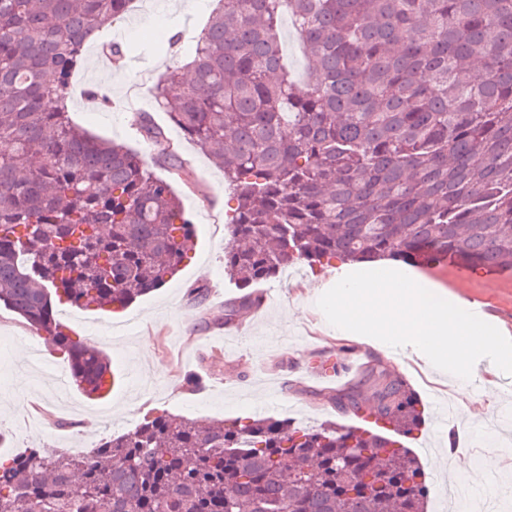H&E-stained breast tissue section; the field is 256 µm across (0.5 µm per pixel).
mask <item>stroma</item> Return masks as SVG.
<instances>
[{"label":"stroma","instance_id":"1","mask_svg":"<svg viewBox=\"0 0 512 512\" xmlns=\"http://www.w3.org/2000/svg\"><path fill=\"white\" fill-rule=\"evenodd\" d=\"M216 6L217 0H152L146 11L132 5L105 29L114 42L131 47L123 66L104 65L91 54L75 77L70 116L90 134L140 152L146 146L136 130L140 113H150L165 127L192 170V186L171 179L196 226L195 248L172 281L122 312L112 315L59 306L58 319L66 330L108 354L114 385L104 400L71 391V410L53 412L44 421H33L26 414L39 396L29 373L19 365L18 355L38 352L52 367L66 365L67 360L33 336L23 318L0 306V334L13 337L1 368L9 386L0 389V456L12 457L31 448L62 454L125 433L146 417L165 414L194 420H243L261 410L291 420L300 430L331 423L356 427L359 419L341 412L337 397L356 390L371 404L385 380L398 377L415 394L422 414L418 429L403 439L421 464L427 465L436 454L467 458L470 437L483 429L485 419L496 420L497 429L484 445L498 456L500 470L470 471L465 478L475 487L502 478L501 494L512 502V414L499 413L477 381L464 384L441 370L397 358L389 349L378 347L372 337L366 340L361 364L348 376L334 382L302 381L298 363L307 349L318 346L338 355L349 352L356 342L352 336L337 337L335 327L317 306L336 273L342 272L340 262L315 269L299 265L272 279L275 291L261 317L243 311L239 320L249 324V332L225 340L224 310L228 300L240 295L238 288L224 292L217 287L225 278L224 246L230 237L225 221L235 205L233 193L217 161L170 127L153 99H137L134 111L127 106L128 100L135 99L131 74L166 70L185 61L191 50L189 40L175 45L165 37L149 38L148 30L174 22L185 30H201ZM83 87L105 91L110 105L82 97L79 90ZM425 271L459 297L512 317V271H472L445 261L426 266ZM198 286L208 290L202 304L191 296L192 288ZM463 384L472 393L467 411L452 433L437 432V410L447 409L449 390Z\"/></svg>","mask_w":512,"mask_h":512}]
</instances>
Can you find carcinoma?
I'll use <instances>...</instances> for the list:
<instances>
[{
  "mask_svg": "<svg viewBox=\"0 0 512 512\" xmlns=\"http://www.w3.org/2000/svg\"><path fill=\"white\" fill-rule=\"evenodd\" d=\"M130 3L0 0V303L100 398L108 360L55 304L120 310L165 284L196 236L167 179L69 116L85 48ZM285 12L302 82L282 62ZM153 96L234 191L224 273L239 289L332 259L512 270V0H219ZM139 133L191 182L145 112ZM336 404L397 435L421 421L398 378L372 406L355 391ZM368 464L381 490L349 494ZM425 495L399 441L272 417H147L82 456L0 460V512H423Z\"/></svg>",
  "mask_w": 512,
  "mask_h": 512,
  "instance_id": "cac0c4a2",
  "label": "carcinoma"
}]
</instances>
